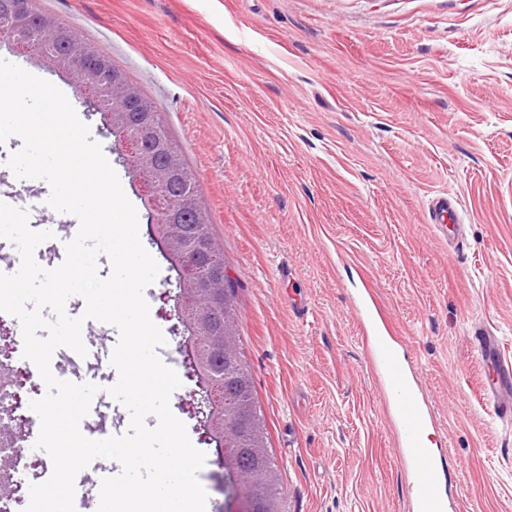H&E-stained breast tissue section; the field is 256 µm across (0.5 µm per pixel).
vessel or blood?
Returning <instances> with one entry per match:
<instances>
[{"label":"vessel or blood","mask_w":512,"mask_h":512,"mask_svg":"<svg viewBox=\"0 0 512 512\" xmlns=\"http://www.w3.org/2000/svg\"><path fill=\"white\" fill-rule=\"evenodd\" d=\"M428 221L438 234L456 228L454 196L443 193L433 198ZM473 336L483 357L489 361L481 391L496 416L511 421L512 365L500 358L489 332L477 329ZM371 357L378 376V390L392 407L397 453L410 478L411 512H448L446 462L437 449L424 447L422 442L424 432L434 426L428 400L420 391L412 369L398 354L393 336L382 333L374 336Z\"/></svg>","instance_id":"obj_1"}]
</instances>
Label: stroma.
I'll list each match as a JSON object with an SVG mask.
<instances>
[{"instance_id":"35a3bbf8","label":"stroma","mask_w":512,"mask_h":512,"mask_svg":"<svg viewBox=\"0 0 512 512\" xmlns=\"http://www.w3.org/2000/svg\"><path fill=\"white\" fill-rule=\"evenodd\" d=\"M95 45L153 103L193 171L211 231L236 282L237 335L267 426L286 512H409L387 406L374 385L359 316L374 297L415 366L438 419L431 435L452 476L453 512H512V423L480 391L487 363L473 327L512 361V0H32ZM55 84L84 118L133 206L113 140L87 115L73 79L15 56ZM0 202L55 236L34 259L60 265L74 215L48 183L7 165ZM460 203L462 245L427 222L437 193ZM159 267L144 298L165 339L174 272L140 224ZM82 334L95 361L54 357L55 376L105 393L85 437L120 436L129 411L110 395L118 329ZM174 359L182 357L174 352ZM173 415L205 455L206 512L244 503L205 438L201 386L186 365Z\"/></svg>"}]
</instances>
